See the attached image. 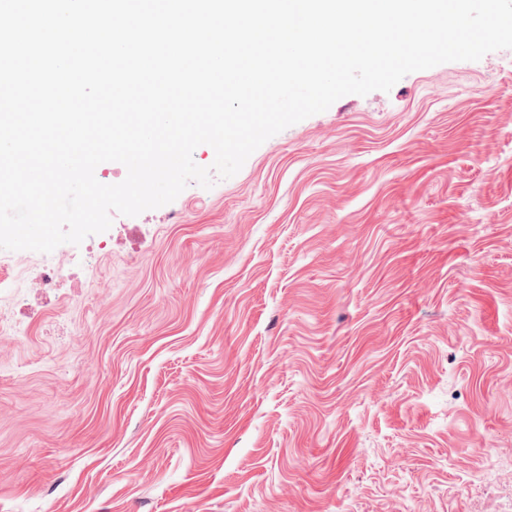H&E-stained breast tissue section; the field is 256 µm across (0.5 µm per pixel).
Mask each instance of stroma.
Here are the masks:
<instances>
[{
	"label": "stroma",
	"mask_w": 512,
	"mask_h": 512,
	"mask_svg": "<svg viewBox=\"0 0 512 512\" xmlns=\"http://www.w3.org/2000/svg\"><path fill=\"white\" fill-rule=\"evenodd\" d=\"M0 250V512H512V49Z\"/></svg>",
	"instance_id": "35a3bbf8"
}]
</instances>
